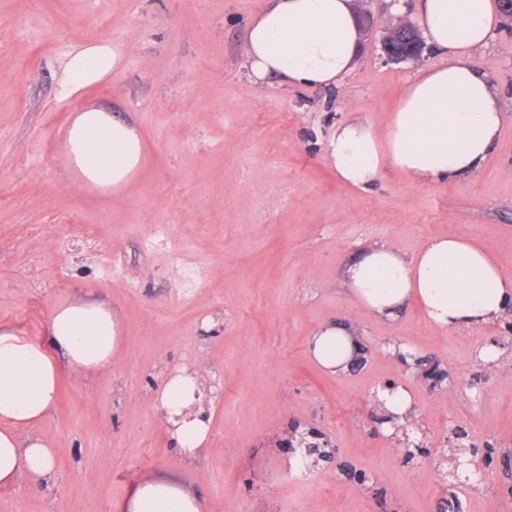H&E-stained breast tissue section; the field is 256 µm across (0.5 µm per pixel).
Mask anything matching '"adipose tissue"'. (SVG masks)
Returning a JSON list of instances; mask_svg holds the SVG:
<instances>
[{"label": "adipose tissue", "mask_w": 512, "mask_h": 512, "mask_svg": "<svg viewBox=\"0 0 512 512\" xmlns=\"http://www.w3.org/2000/svg\"><path fill=\"white\" fill-rule=\"evenodd\" d=\"M415 21L442 61L417 70L384 130L358 116L336 125L328 156L337 177L353 187L369 188L389 169L417 185L466 180L482 171L498 140L505 117L498 91L471 62L499 30L496 0H419ZM359 44L355 0H265L248 25L244 57L261 83L334 86L354 68ZM117 61L105 43L70 54L64 92L101 80ZM66 144L74 165L99 186L127 183L140 163L134 129L98 109L75 118ZM343 281L375 318L396 320L415 301L440 332L481 328L512 304V277L481 246L450 235L429 239L409 257L372 245L344 267ZM118 345L111 311L92 302L55 309L44 345L0 331V487L52 473V448L24 429L50 411L62 368L108 369ZM308 347L331 374L348 371L360 354L357 331L334 321L321 323ZM211 392L186 365L160 387L156 406L182 455H196L207 441L202 404ZM202 510L194 493L152 478L138 483L126 505V512Z\"/></svg>", "instance_id": "adipose-tissue-1"}]
</instances>
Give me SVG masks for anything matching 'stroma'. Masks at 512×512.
<instances>
[{"instance_id":"obj_1","label":"stroma","mask_w":512,"mask_h":512,"mask_svg":"<svg viewBox=\"0 0 512 512\" xmlns=\"http://www.w3.org/2000/svg\"><path fill=\"white\" fill-rule=\"evenodd\" d=\"M263 4L0 0V330L42 344L56 308L87 301L111 310L120 336L111 368L62 374L34 427L55 452L52 478L0 487V512H123L146 477L197 494L206 512H512V350L490 344L512 334V306L486 327L440 333L416 306L392 322L370 316L342 278L373 244L411 255L439 235L480 243L512 276V27L472 58L506 115L482 172L413 185L390 171L358 190L337 178L327 143L354 112L383 125L416 69L381 56L392 0H362L376 30L336 87L250 77L246 26ZM103 41L119 64L65 95L67 52ZM88 109L141 140L121 190L81 183L69 161L59 130ZM329 320L357 330V370L333 375L310 355ZM183 364L214 389L208 443L192 457L153 401ZM429 365L442 380L423 377ZM388 380L410 391L431 450L412 466L376 422ZM458 426L492 451L482 481L434 476ZM310 428L337 460L303 470L269 446Z\"/></svg>"}]
</instances>
